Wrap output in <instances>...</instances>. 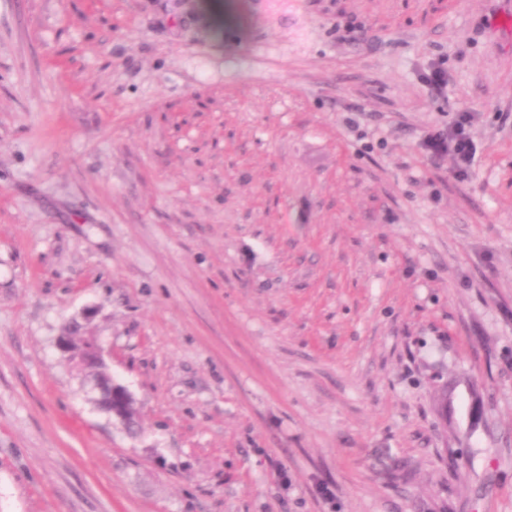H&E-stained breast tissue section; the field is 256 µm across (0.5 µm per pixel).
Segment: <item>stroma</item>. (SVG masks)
<instances>
[{
    "instance_id": "1",
    "label": "stroma",
    "mask_w": 512,
    "mask_h": 512,
    "mask_svg": "<svg viewBox=\"0 0 512 512\" xmlns=\"http://www.w3.org/2000/svg\"><path fill=\"white\" fill-rule=\"evenodd\" d=\"M212 2L0 0V512H512V0ZM471 120L469 112H459L448 125V131L440 133L433 144L437 153L447 152L453 157L459 177L468 175L476 155V146L468 131ZM79 325V321L73 319L65 332L57 337L56 348L70 359H77L85 371L87 392L96 407L127 427L136 409L135 400L125 386L114 380L95 340H87L80 348L75 346L71 331Z\"/></svg>"
}]
</instances>
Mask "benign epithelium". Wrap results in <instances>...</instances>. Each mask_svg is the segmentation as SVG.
Wrapping results in <instances>:
<instances>
[{"label":"benign epithelium","mask_w":512,"mask_h":512,"mask_svg":"<svg viewBox=\"0 0 512 512\" xmlns=\"http://www.w3.org/2000/svg\"><path fill=\"white\" fill-rule=\"evenodd\" d=\"M78 326L79 321L72 320L65 332L57 337L56 348L69 358L77 360L85 371L87 392L96 407L126 426L133 417L135 400L125 386L114 380L95 340H87L80 348L75 346L71 331Z\"/></svg>","instance_id":"1"}]
</instances>
